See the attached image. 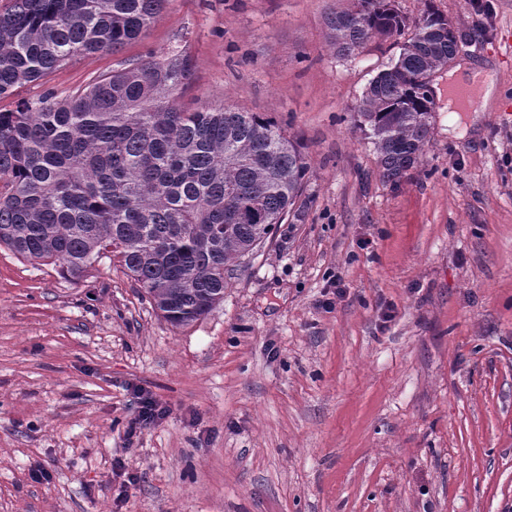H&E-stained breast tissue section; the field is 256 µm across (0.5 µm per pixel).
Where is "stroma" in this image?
I'll return each mask as SVG.
<instances>
[{
    "label": "stroma",
    "instance_id": "stroma-1",
    "mask_svg": "<svg viewBox=\"0 0 512 512\" xmlns=\"http://www.w3.org/2000/svg\"><path fill=\"white\" fill-rule=\"evenodd\" d=\"M489 3L433 0L495 93L454 117L434 73L395 186L355 107L397 49L327 39L352 0H169L142 40L0 98L183 46L181 104L274 120L311 166L297 218L185 326L116 260L71 280L0 248V512H512V0ZM138 388L170 412L129 439Z\"/></svg>",
    "mask_w": 512,
    "mask_h": 512
}]
</instances>
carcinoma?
<instances>
[{
	"label": "carcinoma",
	"instance_id": "obj_1",
	"mask_svg": "<svg viewBox=\"0 0 512 512\" xmlns=\"http://www.w3.org/2000/svg\"><path fill=\"white\" fill-rule=\"evenodd\" d=\"M168 2L12 0L0 12V97L77 55L143 39ZM326 26L345 57L403 39L355 107L381 179L396 184L430 142L426 78L460 51L453 23L427 0L404 39L394 0H353ZM194 76L187 50L150 53L62 99L0 112V246L72 279L110 253L174 325L222 302L224 273L288 219L309 164L283 127L243 108H181Z\"/></svg>",
	"mask_w": 512,
	"mask_h": 512
}]
</instances>
